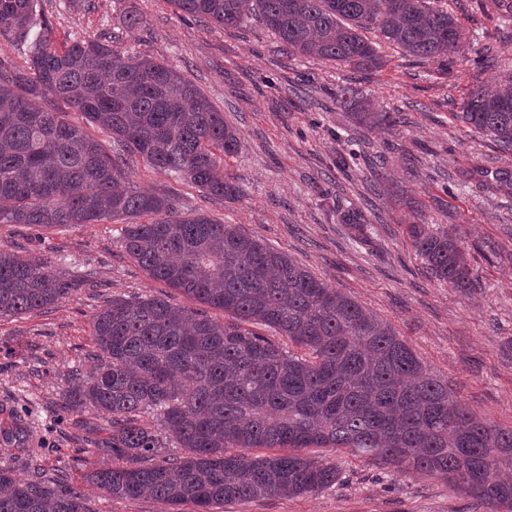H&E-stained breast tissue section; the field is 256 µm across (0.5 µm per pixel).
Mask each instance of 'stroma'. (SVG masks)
I'll return each instance as SVG.
<instances>
[{"label": "stroma", "mask_w": 512, "mask_h": 512, "mask_svg": "<svg viewBox=\"0 0 512 512\" xmlns=\"http://www.w3.org/2000/svg\"><path fill=\"white\" fill-rule=\"evenodd\" d=\"M467 41L448 67L382 46L383 65L365 73L347 64L286 54L260 25L231 31L177 13L167 0H40L55 48L112 36L114 51L151 57L181 70L233 127L239 151L227 173L236 199L213 200L191 183L129 157L127 177L145 190L177 195L185 209L238 225L242 232L294 257L389 323L465 406L512 428V150L503 151L457 120L469 90L512 82V15L473 0H442ZM137 15L139 25L125 19ZM398 121L366 130L336 104L337 88ZM362 159L338 170V156ZM359 210L363 234L340 215ZM455 224L478 275L462 292L427 273L408 224ZM121 227L91 224L45 230L0 224V250L44 258L65 273L92 275L58 305L0 319V464L33 479L28 450L47 475L63 471L91 512H167L150 498L111 499L85 478L112 427L93 410L67 411L62 397L72 370L89 373L92 316L115 296L189 300L151 280L121 249ZM24 445L4 433L15 418ZM86 448L89 463L72 461ZM339 471L336 485L294 497L232 500L218 512H475L471 498L443 480L342 450L319 451Z\"/></svg>", "instance_id": "1"}]
</instances>
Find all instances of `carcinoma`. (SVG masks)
<instances>
[{"mask_svg":"<svg viewBox=\"0 0 512 512\" xmlns=\"http://www.w3.org/2000/svg\"><path fill=\"white\" fill-rule=\"evenodd\" d=\"M38 0H0V34L30 66L0 53V224L45 229L119 221L120 247L146 274L224 312L177 307L160 297H114L93 315L99 364L73 371L67 410L91 407L112 423L96 448L112 466L85 478L105 495L148 497L171 512H213L231 500L299 496L336 484L333 464L308 448L346 449L401 470L438 477L486 512H512V428L485 422L453 398L387 322L294 258L167 191L130 186L127 157L197 186L213 199L239 193L224 161L236 131L179 70L125 57L108 41L52 47ZM199 22L238 29L253 19L282 50L363 72L382 67L373 32L416 59L443 63L463 31L439 0H169ZM336 101L366 129L390 112L359 98ZM82 115L66 119L60 105ZM459 118L512 150V86L468 92ZM110 134L108 151L84 129ZM416 255L436 280L461 291L477 276L456 235L408 225ZM87 276L67 277L43 259L0 250V318L70 298ZM274 329L303 358L256 330ZM155 418L156 427L142 416ZM186 450L158 457L161 437ZM249 448H286L250 456ZM0 512H90L62 477L25 481L0 468Z\"/></svg>","mask_w":512,"mask_h":512,"instance_id":"obj_1","label":"carcinoma"}]
</instances>
